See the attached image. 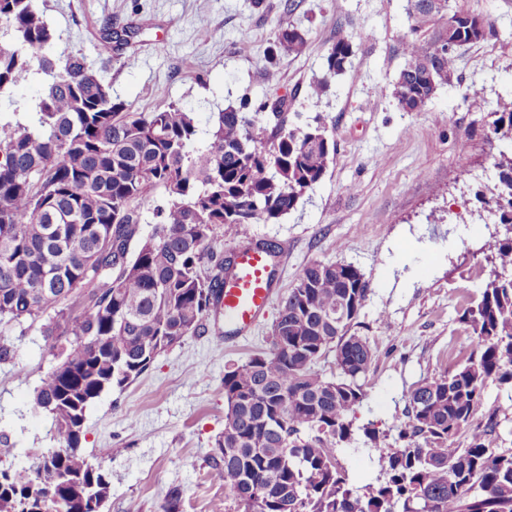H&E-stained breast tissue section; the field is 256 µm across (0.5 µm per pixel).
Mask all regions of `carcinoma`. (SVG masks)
I'll list each match as a JSON object with an SVG mask.
<instances>
[{
	"label": "carcinoma",
	"mask_w": 512,
	"mask_h": 512,
	"mask_svg": "<svg viewBox=\"0 0 512 512\" xmlns=\"http://www.w3.org/2000/svg\"><path fill=\"white\" fill-rule=\"evenodd\" d=\"M410 2L393 94L401 110L420 112L451 78L457 48L493 26L468 9L448 11V0ZM1 16L10 18L12 42L0 45V94L34 63L46 89L0 137V320H41L43 335L65 342L51 345L62 370L52 369L34 396L57 447L34 451L21 470L0 468V512H42L30 487L49 470L65 477L43 491L52 512H93L69 484L76 478L110 493V449L81 452L87 409L219 319L224 257L211 250L215 234L297 210L323 179L334 142L322 126L286 124L282 101L271 104L267 137L268 102L244 99L217 113L201 147L195 113L176 104L132 112L110 85L87 77L81 55L57 51L34 0H0ZM306 47L304 31L278 25L274 50L299 56ZM352 56L351 40L336 36L311 94L352 67ZM491 115L498 185L484 205L512 227V97L499 98ZM157 189L166 202L143 235L141 204ZM485 260L489 277L460 316L471 351L455 370L410 389L398 448L371 425L357 431L352 423L377 364L359 331L368 282L351 264L304 268L273 322L269 350L224 373L221 453L206 465L239 512H512V451L498 448L493 417L472 427L487 385L512 384V236L489 242ZM329 357L328 373L320 363ZM359 435L385 462L383 478L363 488L335 455Z\"/></svg>",
	"instance_id": "carcinoma-1"
}]
</instances>
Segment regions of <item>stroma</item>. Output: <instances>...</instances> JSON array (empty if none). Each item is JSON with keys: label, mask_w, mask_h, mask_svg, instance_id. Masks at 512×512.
I'll return each mask as SVG.
<instances>
[{"label": "stroma", "mask_w": 512, "mask_h": 512, "mask_svg": "<svg viewBox=\"0 0 512 512\" xmlns=\"http://www.w3.org/2000/svg\"><path fill=\"white\" fill-rule=\"evenodd\" d=\"M35 0L56 34V47L84 54L135 112L178 104L208 128L213 112L282 100L288 119L321 123L335 141L334 160L311 199L279 223L241 225L217 236L215 251L237 244L279 246L271 306L249 335L230 341L222 325L184 337L160 353L128 386L104 393L86 413L81 450L111 449L105 512H162L180 486L181 512H236L205 463L224 430V373L267 351L271 326L289 288L311 262L354 265L369 283L361 332L376 351L368 397L355 425L374 423L396 440L405 396L418 382L454 368L471 340L459 316L480 293V265L506 226L485 211L497 179L498 143L485 130L497 99L512 94V0H449L475 10L494 32L456 51L449 84L425 111H402L393 83L404 64L408 0ZM209 21L208 32L198 28ZM301 26L308 46L298 57L269 55L279 23ZM129 31L112 53L106 30ZM353 44L352 67L318 97L311 82L325 73L337 34ZM279 73L269 83L268 69ZM483 87L469 97L468 87ZM37 322H0V465L28 466L27 453L54 447L51 420L34 407L42 378L56 365ZM494 415L498 445L512 448V386L488 384L476 421ZM338 456L356 487L382 475L380 453L364 447Z\"/></svg>", "instance_id": "1"}]
</instances>
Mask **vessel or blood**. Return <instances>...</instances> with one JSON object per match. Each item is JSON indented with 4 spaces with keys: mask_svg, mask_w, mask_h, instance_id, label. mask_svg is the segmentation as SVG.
<instances>
[{
    "mask_svg": "<svg viewBox=\"0 0 512 512\" xmlns=\"http://www.w3.org/2000/svg\"><path fill=\"white\" fill-rule=\"evenodd\" d=\"M272 259L256 250L238 251L234 274L223 288L224 328L229 336L249 332L266 315L273 297Z\"/></svg>",
    "mask_w": 512,
    "mask_h": 512,
    "instance_id": "1",
    "label": "vessel or blood"
}]
</instances>
